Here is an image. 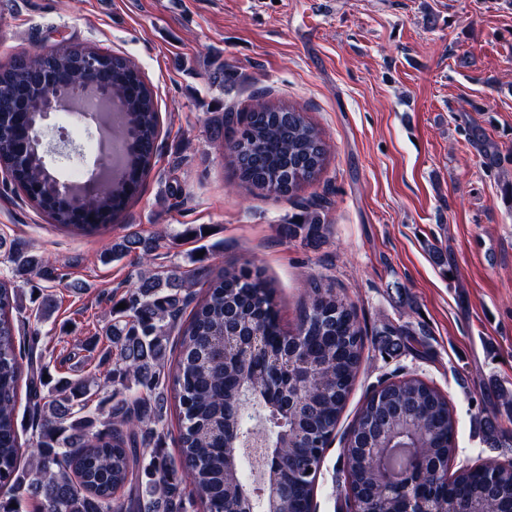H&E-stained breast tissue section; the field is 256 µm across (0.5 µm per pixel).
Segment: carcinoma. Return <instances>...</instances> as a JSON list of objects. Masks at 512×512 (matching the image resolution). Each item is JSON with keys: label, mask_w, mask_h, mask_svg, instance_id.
Returning a JSON list of instances; mask_svg holds the SVG:
<instances>
[{"label": "carcinoma", "mask_w": 512, "mask_h": 512, "mask_svg": "<svg viewBox=\"0 0 512 512\" xmlns=\"http://www.w3.org/2000/svg\"><path fill=\"white\" fill-rule=\"evenodd\" d=\"M72 46L22 53L0 67V167L53 223L83 234L108 228L139 193L156 151L159 116L153 93L127 58L112 56L108 85L121 116L112 131L129 134L120 174L101 182L85 202L84 221L61 208L56 181L38 142L43 90L33 77L53 67L62 94H78L84 76L71 65ZM264 111L234 132L227 147L235 177L264 195L293 194L322 173L329 145L306 114L262 102ZM324 206L307 204L294 223L306 237L325 230ZM156 246L137 234L112 244L104 260L134 255L139 271L112 304L104 328L108 367L97 378H44L47 366L35 355L42 330L20 332L18 283L35 277L65 283L48 257L20 240L0 239L7 275L0 278V512H18L25 495L48 512H241L244 497L259 499L245 475L239 448L259 436L269 454L288 456L273 479L286 494L278 512H310L326 443L355 382L366 348L354 306L330 285L313 278L294 331L285 330L275 304V285L262 269L227 263L213 275L200 268L166 276L150 269ZM124 303L126 308L117 305ZM384 350L396 351L411 332L388 324ZM176 337L179 352L165 362ZM292 350L310 371L305 383L288 375L271 389L264 375L277 370ZM35 438L28 466H20L16 414L21 377ZM101 393L98 407L91 397ZM173 394L178 416L172 457L152 439L164 436V406ZM419 414L429 429L408 431L405 419ZM356 436L344 448V482L375 512H405L408 502L377 483L366 448L393 444L383 460L396 475L405 471L407 449L420 448L427 473L412 484L415 506L447 512L461 502L475 512H512V459L461 466L443 481L454 454L456 425L448 400L416 377L375 388L360 409ZM496 447H512L495 421L483 423ZM191 479L185 492L178 473Z\"/></svg>", "instance_id": "1"}]
</instances>
